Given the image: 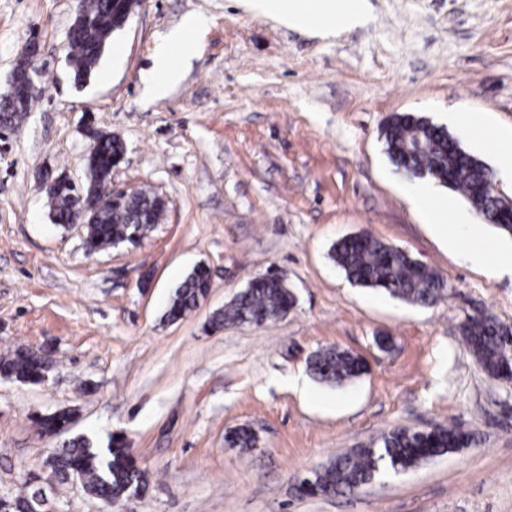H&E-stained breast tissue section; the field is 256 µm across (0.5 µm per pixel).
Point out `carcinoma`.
Wrapping results in <instances>:
<instances>
[{
	"instance_id": "obj_1",
	"label": "carcinoma",
	"mask_w": 512,
	"mask_h": 512,
	"mask_svg": "<svg viewBox=\"0 0 512 512\" xmlns=\"http://www.w3.org/2000/svg\"><path fill=\"white\" fill-rule=\"evenodd\" d=\"M138 0H80L86 25L70 29L69 63L74 79L88 78L96 68L111 35L120 29V16L133 14ZM31 102L0 101V126L19 127ZM385 149L403 173L429 178L461 192L475 213L504 234L512 236V203L490 194L485 185L490 167L466 151L443 126L411 113L390 115L383 128ZM96 151L88 164L85 183L74 189L65 185L44 187L50 213L57 224L86 221V246L94 251L114 244L134 243L159 223L166 208L162 197L150 192L137 194L112 205L97 215H83L78 197L88 196L103 183L112 181V169L124 159V143L98 131ZM332 258L355 285L377 288L406 303L430 306L447 295L443 278L432 268L412 258L404 250L384 243L367 233L340 239ZM209 271L197 267L176 289L164 317L176 322L196 309L210 290ZM295 304L284 274L265 272L252 279L224 309L215 311L210 325L263 326L282 319ZM465 344L489 377L512 381V326L493 314L480 312L466 316L459 325ZM312 375L320 382L340 385L364 373L362 359L338 347L315 351L308 360ZM41 359L29 349H16L0 357V378L24 384L43 382ZM74 417L71 409L44 415L38 421L43 434L60 436ZM462 433L454 427L438 425L430 429L400 427L382 434L376 441L336 454L313 473L306 494L331 496L352 494L387 472H405L423 461L462 446ZM225 443L235 448H251L256 439L244 427L231 432ZM53 474L64 484L76 477L84 492L107 505L130 496L146 494L149 483L136 466L130 449L119 438L107 447L94 448L88 439L76 436L55 449L40 467L24 472L22 486L14 493L0 495L4 512H40L35 501L41 472Z\"/></svg>"
}]
</instances>
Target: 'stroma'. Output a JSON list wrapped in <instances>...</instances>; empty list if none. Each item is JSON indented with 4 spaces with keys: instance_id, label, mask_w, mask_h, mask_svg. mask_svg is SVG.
<instances>
[{
    "instance_id": "35a3bbf8",
    "label": "stroma",
    "mask_w": 512,
    "mask_h": 512,
    "mask_svg": "<svg viewBox=\"0 0 512 512\" xmlns=\"http://www.w3.org/2000/svg\"><path fill=\"white\" fill-rule=\"evenodd\" d=\"M365 24L332 35L254 15L240 0H141L89 80L67 62L72 0H0V92L22 47L41 52L34 102L0 141V355L53 349L41 385L0 378V491L61 445L39 416L72 409L70 436L125 440L150 484L112 512H512V383L486 376L457 325L488 310L512 324V278L449 248L407 200L384 152L394 113L447 126L496 166L481 125L512 131V0H367ZM191 14L209 24L174 49L167 95L143 83L162 37ZM467 112L471 129L450 124ZM120 138L115 187L163 197L134 244L85 249L83 225L52 223L45 169L84 181L89 129ZM365 232L442 275L447 296L415 307L350 283L330 257ZM207 298L168 323L197 266ZM282 270L296 301L265 326H207L256 275ZM387 337L378 347L377 337ZM361 356L355 382L327 386L309 355ZM448 425L470 441L351 496L301 480L336 453L400 426ZM245 426L255 447L230 448Z\"/></svg>"
}]
</instances>
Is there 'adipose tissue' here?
I'll use <instances>...</instances> for the list:
<instances>
[{
	"label": "adipose tissue",
	"instance_id": "obj_1",
	"mask_svg": "<svg viewBox=\"0 0 512 512\" xmlns=\"http://www.w3.org/2000/svg\"><path fill=\"white\" fill-rule=\"evenodd\" d=\"M244 6L259 16H271L290 28L316 26L322 32L331 33L339 29H350L363 25L367 19L365 0H242ZM208 19L202 15L188 17L183 26L171 30L163 39L148 73L151 91L155 97H164L168 79L175 70L172 66L171 51L184 46L188 33L203 30ZM413 203L421 211L429 214L431 223L442 225L453 222L459 226L458 236L448 237L449 246L466 242V253L470 261L487 266L492 273L512 275V252H489L475 239V231L466 215L450 203L441 201L423 183L415 184Z\"/></svg>",
	"mask_w": 512,
	"mask_h": 512
}]
</instances>
